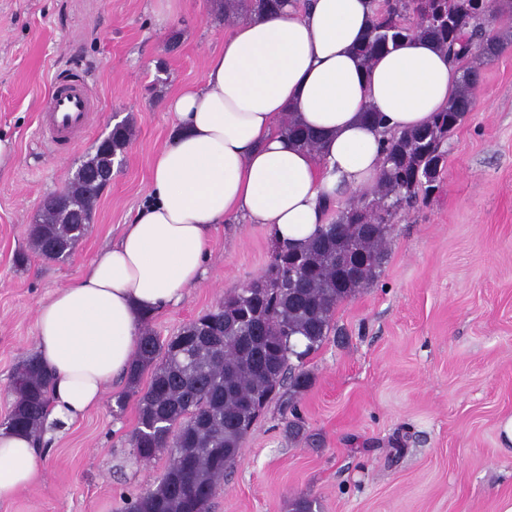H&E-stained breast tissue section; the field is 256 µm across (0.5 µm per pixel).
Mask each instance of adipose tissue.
Listing matches in <instances>:
<instances>
[{"mask_svg":"<svg viewBox=\"0 0 512 512\" xmlns=\"http://www.w3.org/2000/svg\"><path fill=\"white\" fill-rule=\"evenodd\" d=\"M377 7L293 0L241 18L202 82L168 101L176 122L154 158L149 201L82 276L36 309V353L52 376L45 434L82 418L114 378L128 375L143 316L179 303L197 282L214 225L239 217L302 247L325 221V199L374 186L383 129L419 127L447 105L459 72L427 40L360 64L355 48ZM369 106L382 125L364 119ZM288 111L321 133L319 154L278 131ZM46 451L0 427V501L35 481L34 462Z\"/></svg>","mask_w":512,"mask_h":512,"instance_id":"obj_1","label":"adipose tissue"}]
</instances>
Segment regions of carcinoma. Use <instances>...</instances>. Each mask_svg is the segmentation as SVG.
Instances as JSON below:
<instances>
[{
  "label": "carcinoma",
  "instance_id": "1",
  "mask_svg": "<svg viewBox=\"0 0 512 512\" xmlns=\"http://www.w3.org/2000/svg\"><path fill=\"white\" fill-rule=\"evenodd\" d=\"M290 0H224V21L244 7L263 15L282 10ZM484 0H384L367 40L356 55L369 65L388 47L424 37L459 64L482 46L480 58L492 59L500 39L480 23ZM477 66L462 72L448 105L416 128L390 133L378 184L368 195H352L336 219L318 225L302 248L273 243L259 279L270 288L254 293L239 288L214 309L192 320L162 342L142 322L136 365L116 405L137 397L138 421L130 437L136 458L149 461L162 451L170 462L162 478L132 500L127 512H209L224 471L237 458L249 429L273 395L287 388L288 404L313 383L305 360L334 330L337 306L379 274L391 224L418 197L440 189L448 134L471 110ZM282 134L318 154L320 137L292 117ZM133 136L124 120L80 162L61 193L65 204L44 199L27 235L44 259L69 258L90 227L103 183L94 175L112 171L118 154ZM146 388H140L144 374ZM15 401L3 422L9 429L38 434L50 400L51 378L37 356L28 355L13 378Z\"/></svg>",
  "mask_w": 512,
  "mask_h": 512
}]
</instances>
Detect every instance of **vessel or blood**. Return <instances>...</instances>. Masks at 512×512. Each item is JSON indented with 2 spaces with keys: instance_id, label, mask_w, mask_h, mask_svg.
<instances>
[{
  "instance_id": "b4317fda",
  "label": "vessel or blood",
  "mask_w": 512,
  "mask_h": 512,
  "mask_svg": "<svg viewBox=\"0 0 512 512\" xmlns=\"http://www.w3.org/2000/svg\"><path fill=\"white\" fill-rule=\"evenodd\" d=\"M95 110V98L85 81L74 72L58 73L39 115L42 139L53 152H67L88 130Z\"/></svg>"
}]
</instances>
